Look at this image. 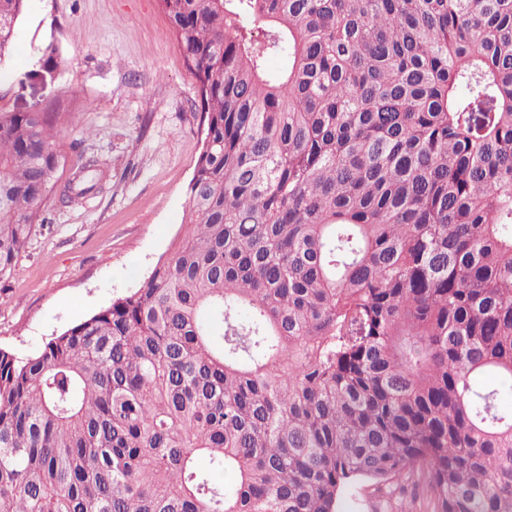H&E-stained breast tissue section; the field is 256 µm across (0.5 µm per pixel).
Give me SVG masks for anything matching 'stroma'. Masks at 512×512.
<instances>
[{"label": "stroma", "instance_id": "stroma-1", "mask_svg": "<svg viewBox=\"0 0 512 512\" xmlns=\"http://www.w3.org/2000/svg\"><path fill=\"white\" fill-rule=\"evenodd\" d=\"M31 105L62 115L64 179L89 157L104 178L50 204L0 280V349L20 356L141 286L189 218L204 141L199 84L158 0H24L0 109Z\"/></svg>", "mask_w": 512, "mask_h": 512}]
</instances>
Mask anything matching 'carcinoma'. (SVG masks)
<instances>
[{
	"instance_id": "obj_1",
	"label": "carcinoma",
	"mask_w": 512,
	"mask_h": 512,
	"mask_svg": "<svg viewBox=\"0 0 512 512\" xmlns=\"http://www.w3.org/2000/svg\"><path fill=\"white\" fill-rule=\"evenodd\" d=\"M160 3L202 97L190 217L135 291L0 350V512H339L395 476L512 512V0ZM57 119L0 111V279Z\"/></svg>"
}]
</instances>
